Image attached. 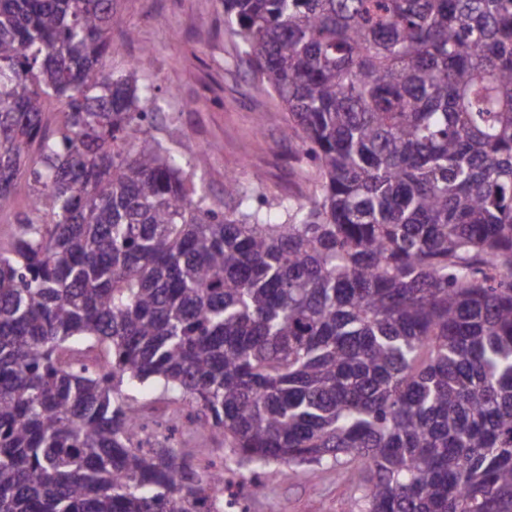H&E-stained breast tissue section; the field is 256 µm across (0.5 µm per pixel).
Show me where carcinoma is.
Masks as SVG:
<instances>
[{"instance_id":"1","label":"carcinoma","mask_w":512,"mask_h":512,"mask_svg":"<svg viewBox=\"0 0 512 512\" xmlns=\"http://www.w3.org/2000/svg\"><path fill=\"white\" fill-rule=\"evenodd\" d=\"M113 20L0 0V211L34 198L0 248V512H224V467L170 443L199 431L241 498L308 466L355 512H512V0H224L302 203L210 201L107 69ZM203 448H221L211 449L210 451L212 456L218 460L224 457V477L227 485L233 486L238 482L241 474L248 475L249 466L246 464L242 466L238 465L236 463V457L232 454L230 448H224V446H218L212 443Z\"/></svg>"}]
</instances>
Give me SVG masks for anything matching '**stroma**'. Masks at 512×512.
<instances>
[{"label":"stroma","mask_w":512,"mask_h":512,"mask_svg":"<svg viewBox=\"0 0 512 512\" xmlns=\"http://www.w3.org/2000/svg\"><path fill=\"white\" fill-rule=\"evenodd\" d=\"M108 68L126 73L148 57L149 79L161 109L156 132L172 154L207 156L203 186L224 197V176L261 179L263 191L284 201H306L311 165L298 139L286 136L288 114L254 79L236 39L224 25L222 0H114ZM353 493L335 472L291 476L246 500V512H349Z\"/></svg>","instance_id":"35a3bbf8"}]
</instances>
